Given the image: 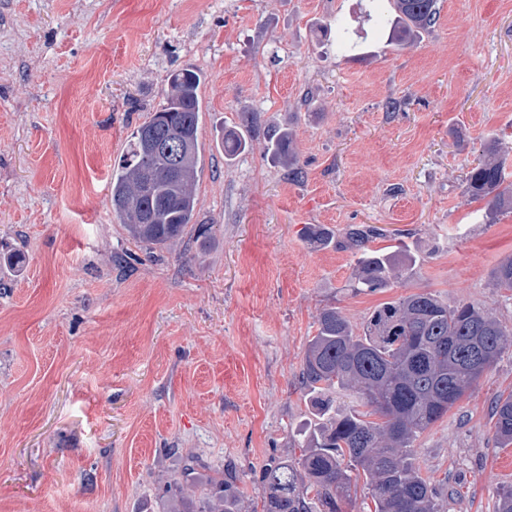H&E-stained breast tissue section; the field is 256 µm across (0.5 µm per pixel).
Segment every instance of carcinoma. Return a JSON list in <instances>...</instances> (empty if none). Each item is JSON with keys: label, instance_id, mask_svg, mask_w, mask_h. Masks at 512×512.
<instances>
[{"label": "carcinoma", "instance_id": "carcinoma-1", "mask_svg": "<svg viewBox=\"0 0 512 512\" xmlns=\"http://www.w3.org/2000/svg\"><path fill=\"white\" fill-rule=\"evenodd\" d=\"M366 12L388 32L390 45L403 49L416 34L431 29L437 0H369ZM202 79L193 69L167 76L162 103L150 120L131 134L126 154L112 173V212L129 235L151 248L181 239L197 211L194 185L200 163V98ZM171 127L182 134L183 152L176 176L159 178L151 194L144 192L148 172L163 160L138 156L145 136ZM224 159L231 161L251 147L243 134L224 131ZM265 155L299 180L302 171L292 134L268 130ZM496 147H491L467 174L472 198L486 201L487 215L512 212V184ZM383 229L351 225L341 246L355 256L350 275L357 291L393 288L419 263L405 244L373 249ZM311 245L328 247L335 234L319 225L306 229ZM494 286L512 290V257L491 273ZM509 348L512 328L503 316L473 303L453 306L432 293H412L376 307L356 332L332 306L317 316V333L306 346L300 384L314 409L315 422L303 435V453L274 459L260 471L263 512H343L351 503V473L364 476L374 512H439V488L423 476L414 443L442 419ZM351 393V405L338 410L333 394ZM498 443L512 444V394L494 406ZM194 468L184 466L170 482L163 512H183L184 500L197 501L196 512H241V497L231 473L204 484L194 481ZM494 512H512V487L498 489Z\"/></svg>", "mask_w": 512, "mask_h": 512}]
</instances>
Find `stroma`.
I'll list each match as a JSON object with an SVG mask.
<instances>
[{"mask_svg": "<svg viewBox=\"0 0 512 512\" xmlns=\"http://www.w3.org/2000/svg\"><path fill=\"white\" fill-rule=\"evenodd\" d=\"M365 0H0V512H160L197 456L228 470L245 512L261 467L300 453L313 420L299 374L317 315L354 328L431 292L512 323L491 270L512 257L466 175L512 152V0H438L402 50L361 25ZM368 32L360 51L334 24ZM203 82L198 207L164 248L115 218L111 174L167 75ZM290 130L302 181L263 153ZM251 137L225 162L219 128ZM373 224L421 257L402 286L353 294L355 257L304 238ZM507 350L415 443L442 512H493L512 446L492 402Z\"/></svg>", "mask_w": 512, "mask_h": 512, "instance_id": "obj_1", "label": "stroma"}]
</instances>
